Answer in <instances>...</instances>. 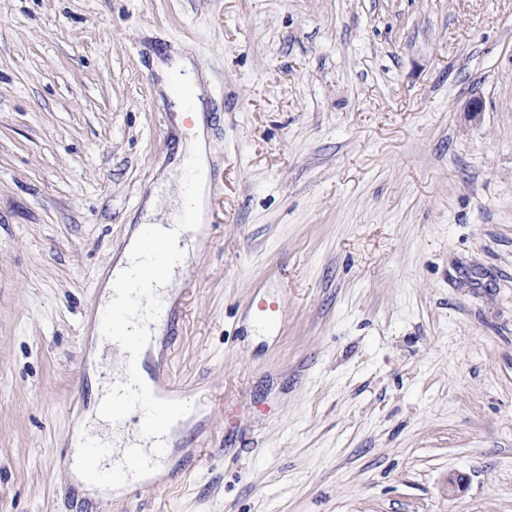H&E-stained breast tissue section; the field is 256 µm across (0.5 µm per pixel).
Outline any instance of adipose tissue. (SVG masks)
<instances>
[{
    "label": "adipose tissue",
    "mask_w": 512,
    "mask_h": 512,
    "mask_svg": "<svg viewBox=\"0 0 512 512\" xmlns=\"http://www.w3.org/2000/svg\"><path fill=\"white\" fill-rule=\"evenodd\" d=\"M156 72L160 77L158 89L165 95H173L174 89L170 78L173 73H183L187 80V89L195 102L193 110H186L184 105H176L177 125H190L188 137L181 140L175 162L158 177L144 202L143 212L139 218L140 229L133 232L122 254H120L108 276L101 296L102 309L112 306V290L123 284L133 288L138 284V276L146 255L142 248L141 228H149L173 257V265L162 278L156 281L150 295L153 305L165 306L171 298V290L189 272V259L194 250L196 236L202 232L206 222V210L210 193L209 183V144L204 123L206 107L201 99L202 88L207 76L198 72L188 53L174 49L169 59H156ZM193 171L188 205L180 215L170 222H162L160 214L164 201L161 196L163 186L184 176L186 171Z\"/></svg>",
    "instance_id": "obj_1"
}]
</instances>
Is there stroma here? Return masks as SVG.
Segmentation results:
<instances>
[{
	"label": "stroma",
	"mask_w": 512,
	"mask_h": 512,
	"mask_svg": "<svg viewBox=\"0 0 512 512\" xmlns=\"http://www.w3.org/2000/svg\"><path fill=\"white\" fill-rule=\"evenodd\" d=\"M177 46L216 178L145 367L188 416L148 493L92 494L71 442ZM0 512H512V0H0ZM254 323L266 330H277L282 324L283 311L279 300L275 297L260 298L252 303Z\"/></svg>",
	"instance_id": "35a3bbf8"
}]
</instances>
